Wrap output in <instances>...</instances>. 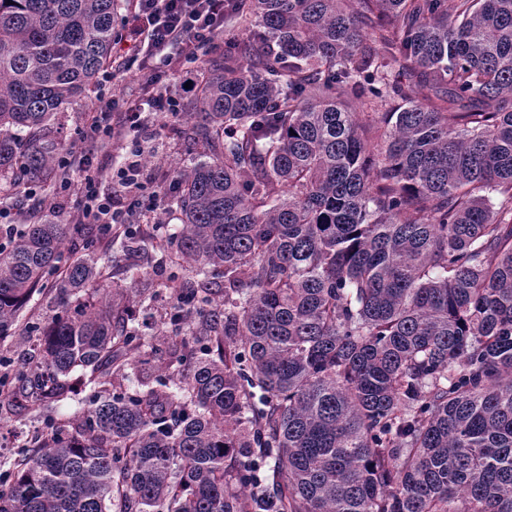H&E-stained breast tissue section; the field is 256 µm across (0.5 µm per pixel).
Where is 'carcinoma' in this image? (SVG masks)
<instances>
[{
    "instance_id": "1",
    "label": "carcinoma",
    "mask_w": 512,
    "mask_h": 512,
    "mask_svg": "<svg viewBox=\"0 0 512 512\" xmlns=\"http://www.w3.org/2000/svg\"><path fill=\"white\" fill-rule=\"evenodd\" d=\"M129 3L0 0V182L62 181L53 124ZM227 17L184 105L209 159L174 170L180 223L155 224L168 359L128 358L130 298L85 225L0 228V343L34 294L74 297L0 377V410L48 411L0 512H512V0ZM122 248L146 251L138 227ZM130 368L152 385L127 392ZM76 370L98 390L60 423Z\"/></svg>"
}]
</instances>
